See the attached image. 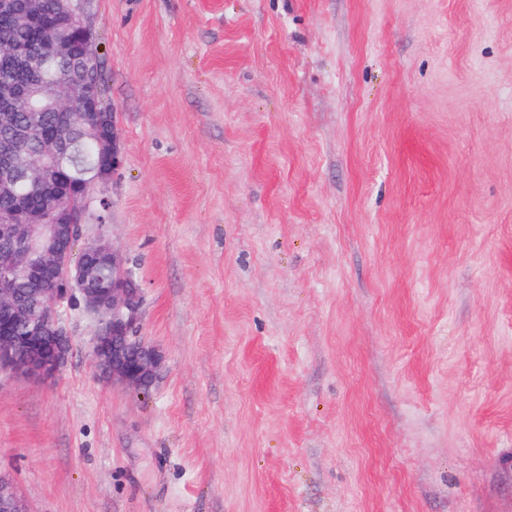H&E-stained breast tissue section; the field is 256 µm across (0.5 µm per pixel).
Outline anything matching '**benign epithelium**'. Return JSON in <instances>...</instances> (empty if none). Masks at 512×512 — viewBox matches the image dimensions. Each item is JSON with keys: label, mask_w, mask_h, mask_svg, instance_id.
<instances>
[{"label": "benign epithelium", "mask_w": 512, "mask_h": 512, "mask_svg": "<svg viewBox=\"0 0 512 512\" xmlns=\"http://www.w3.org/2000/svg\"><path fill=\"white\" fill-rule=\"evenodd\" d=\"M91 0H63L82 46L79 75L64 84L18 81L0 89V121L12 120L23 102L34 113L98 112L104 115L88 130L54 131L32 160L25 155L28 132L18 130L0 141V192L15 198L14 206L0 213V368L41 381L53 379L70 349L71 338L62 325L65 310L79 309L96 323L93 362L105 379L119 378L135 389H147L162 356L140 336L144 290L136 281L129 260L105 232V213L111 200L96 194L121 167L123 157L116 124L108 121L112 108L89 92L101 66ZM52 59L70 54L71 43L52 31L44 33ZM101 133L106 145L100 166L82 171L86 188L66 207L35 209L29 205V186L51 190L54 171L71 158L85 132ZM112 268V285L103 284L96 264ZM49 279L60 284L43 301L17 298L20 276ZM52 336L55 354L41 356L45 336ZM0 512H28L12 478L0 474Z\"/></svg>", "instance_id": "benign-epithelium-1"}]
</instances>
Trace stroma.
<instances>
[{
	"label": "stroma",
	"instance_id": "obj_1",
	"mask_svg": "<svg viewBox=\"0 0 512 512\" xmlns=\"http://www.w3.org/2000/svg\"><path fill=\"white\" fill-rule=\"evenodd\" d=\"M92 13L163 363L0 369L29 512H512V0Z\"/></svg>",
	"mask_w": 512,
	"mask_h": 512
}]
</instances>
